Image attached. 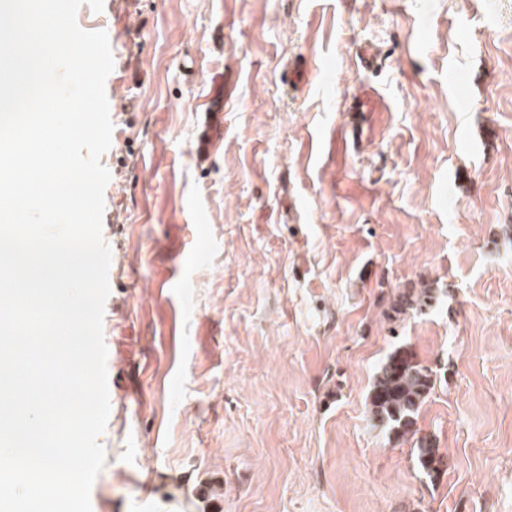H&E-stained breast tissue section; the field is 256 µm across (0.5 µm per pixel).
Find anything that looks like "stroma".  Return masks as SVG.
I'll return each instance as SVG.
<instances>
[{
	"mask_svg": "<svg viewBox=\"0 0 512 512\" xmlns=\"http://www.w3.org/2000/svg\"><path fill=\"white\" fill-rule=\"evenodd\" d=\"M77 22L114 58L92 512H512V0ZM398 348L438 374L432 478L368 413ZM436 291L432 286L420 289L411 288L401 294L397 301L392 304V312L397 315L406 314L408 311L421 312L423 307L429 306V303L435 299Z\"/></svg>",
	"mask_w": 512,
	"mask_h": 512,
	"instance_id": "1",
	"label": "stroma"
}]
</instances>
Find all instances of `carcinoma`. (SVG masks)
Returning a JSON list of instances; mask_svg holds the SVG:
<instances>
[{"label":"carcinoma","instance_id":"carcinoma-1","mask_svg":"<svg viewBox=\"0 0 512 512\" xmlns=\"http://www.w3.org/2000/svg\"><path fill=\"white\" fill-rule=\"evenodd\" d=\"M436 291L427 286L401 294L392 304L397 315L421 312L435 299ZM437 373L420 365L396 349L378 366L369 393L368 411L379 426L395 433L402 440L415 435L418 414L434 391ZM417 463L427 476L438 471L439 449L428 439L416 440Z\"/></svg>","mask_w":512,"mask_h":512}]
</instances>
